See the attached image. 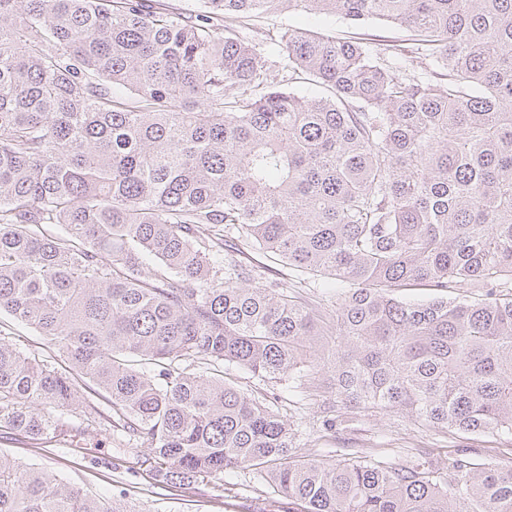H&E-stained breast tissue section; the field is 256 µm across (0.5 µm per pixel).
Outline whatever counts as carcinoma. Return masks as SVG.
<instances>
[{
  "mask_svg": "<svg viewBox=\"0 0 512 512\" xmlns=\"http://www.w3.org/2000/svg\"><path fill=\"white\" fill-rule=\"evenodd\" d=\"M285 5L410 35L287 29L277 76L239 28ZM241 238L319 305L250 285ZM2 312L61 364L0 335V435L89 442L104 392L168 489L247 469L288 512H512V461L301 459L277 398L215 373L329 374V431L512 442V0H0ZM0 512L131 510L0 454ZM245 257L255 266V269L260 270V273L265 272V277L280 279L284 278L286 281L295 282L301 281L304 288H295L297 296L307 302L318 300L319 289L312 288L321 282L322 279L319 276H313L312 274H301L292 269L288 268V265L281 261H273L268 258L264 253L251 247L244 246ZM264 267V268H263ZM272 270V271H269ZM265 270V271H264ZM271 272V273H270ZM276 274V275H274ZM282 277V278H281ZM294 280V281H293ZM307 287V288H306Z\"/></svg>",
  "mask_w": 512,
  "mask_h": 512,
  "instance_id": "cac0c4a2",
  "label": "carcinoma"
}]
</instances>
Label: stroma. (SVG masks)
I'll return each instance as SVG.
<instances>
[{
	"label": "stroma",
	"mask_w": 512,
	"mask_h": 512,
	"mask_svg": "<svg viewBox=\"0 0 512 512\" xmlns=\"http://www.w3.org/2000/svg\"><path fill=\"white\" fill-rule=\"evenodd\" d=\"M290 29L316 28L339 38L353 35L354 29L341 17L313 15L300 10L282 9L250 21L242 30L243 36L263 40L267 36ZM245 256L256 269H269L277 277L300 282L296 294L302 300H317L318 279L301 274L280 261L268 258L253 248ZM227 381L242 387L276 394L278 407L289 421L298 452L303 456L321 455L336 460L356 452H368L389 459H410L421 456L436 467H445L451 457L468 451L476 459L506 461L512 459V444L492 436L472 438L464 434H443L422 423L396 419L379 412L362 413L355 428L336 434L321 429L323 406L327 399V375H320L307 384L303 392H292L287 381H261L250 373L236 368L224 371ZM0 453L21 458L27 463L46 468L63 476L88 493L109 499H128L139 512H183L188 501H196L200 512H252L256 500L275 502L278 512H288V500L252 474H225V488L214 484H198L188 490H162L153 487L145 472H130L119 467L118 459L147 457L146 445L133 442L118 444L108 433H101L80 453L72 447L46 446L34 448L7 437L0 438Z\"/></svg>",
	"instance_id": "35a3bbf8"
}]
</instances>
